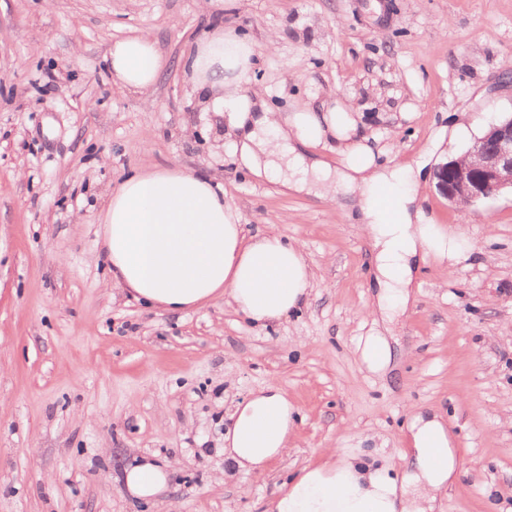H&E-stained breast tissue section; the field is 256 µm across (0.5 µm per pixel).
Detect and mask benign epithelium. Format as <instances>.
<instances>
[{
	"instance_id": "benign-epithelium-1",
	"label": "benign epithelium",
	"mask_w": 512,
	"mask_h": 512,
	"mask_svg": "<svg viewBox=\"0 0 512 512\" xmlns=\"http://www.w3.org/2000/svg\"><path fill=\"white\" fill-rule=\"evenodd\" d=\"M468 154L472 162L453 159L435 173L436 186L449 203L471 208L512 192V116L491 125Z\"/></svg>"
}]
</instances>
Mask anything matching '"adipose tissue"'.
I'll return each instance as SVG.
<instances>
[{
  "label": "adipose tissue",
  "mask_w": 512,
  "mask_h": 512,
  "mask_svg": "<svg viewBox=\"0 0 512 512\" xmlns=\"http://www.w3.org/2000/svg\"><path fill=\"white\" fill-rule=\"evenodd\" d=\"M255 55L248 36L218 29L193 45L184 72L205 110L227 111L240 169L298 194H339L345 206L360 210L373 241L370 314L378 329L360 337L356 352L363 369L386 375L395 356L381 327L404 312L421 262L430 256L452 270L466 251L418 207L417 171L380 163V148L361 132L362 113L331 99L282 114L249 94ZM106 61L115 80L141 95L165 65L145 33L114 42ZM328 142L335 145L333 166L308 153ZM102 246L113 285L168 311L221 296L264 326L299 310L312 286L297 241L272 231L247 235L238 210L209 178L174 167L137 173L112 191ZM297 414L279 387L252 392L224 435L226 459L246 473L264 471L287 450ZM406 434L409 448L380 465L343 452L304 467L274 499L272 512H435L460 470L453 438L444 415L423 409L410 415ZM123 477L133 496L150 502L165 491L170 471L147 459L126 467Z\"/></svg>",
  "instance_id": "adipose-tissue-1"
}]
</instances>
